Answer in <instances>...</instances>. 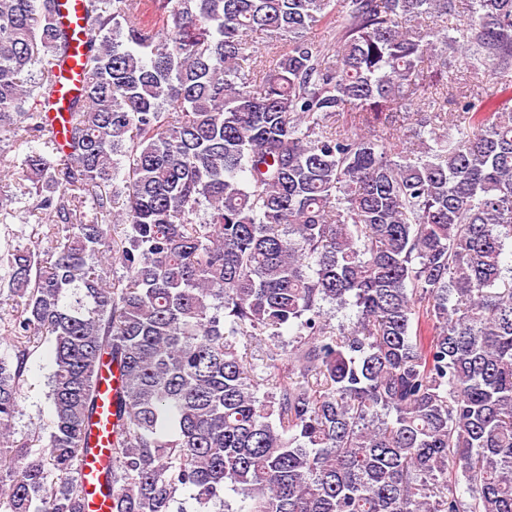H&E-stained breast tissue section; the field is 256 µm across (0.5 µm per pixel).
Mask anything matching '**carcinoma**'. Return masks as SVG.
Segmentation results:
<instances>
[{"label": "carcinoma", "mask_w": 512, "mask_h": 512, "mask_svg": "<svg viewBox=\"0 0 512 512\" xmlns=\"http://www.w3.org/2000/svg\"><path fill=\"white\" fill-rule=\"evenodd\" d=\"M83 3L58 142L73 36L51 0H0V142L42 144L0 224L56 239L0 253L3 512H83L105 375L112 512H512V0ZM44 339L47 443L18 442ZM11 222L12 224H8V226L13 245L24 247L39 237L42 238V248L46 250L50 246L49 239L43 236L48 231L47 227L44 223H42L43 226H38L36 215L29 216L25 212H19L16 217L11 219Z\"/></svg>", "instance_id": "obj_1"}]
</instances>
